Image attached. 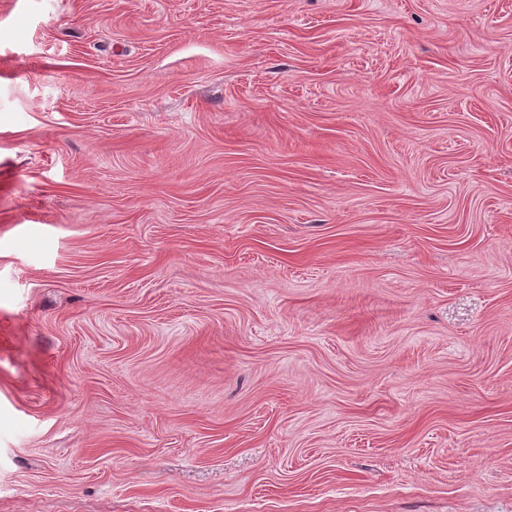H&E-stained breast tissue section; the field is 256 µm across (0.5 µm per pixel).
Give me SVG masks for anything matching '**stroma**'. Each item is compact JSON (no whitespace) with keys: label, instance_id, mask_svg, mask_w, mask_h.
<instances>
[{"label":"stroma","instance_id":"stroma-1","mask_svg":"<svg viewBox=\"0 0 512 512\" xmlns=\"http://www.w3.org/2000/svg\"><path fill=\"white\" fill-rule=\"evenodd\" d=\"M0 512H512V0H0Z\"/></svg>","mask_w":512,"mask_h":512}]
</instances>
